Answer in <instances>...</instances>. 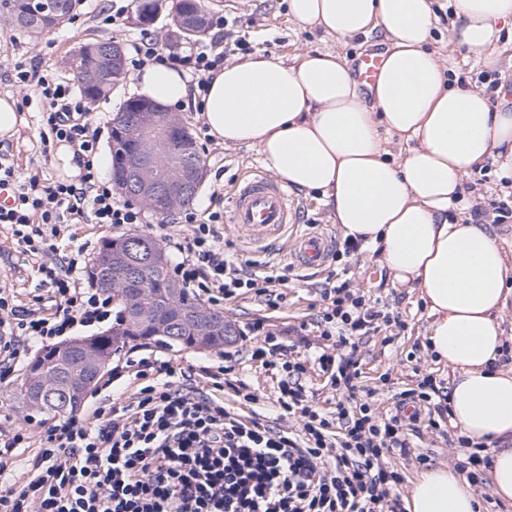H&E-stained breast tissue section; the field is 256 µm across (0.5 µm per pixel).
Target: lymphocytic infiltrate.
I'll return each instance as SVG.
<instances>
[{
	"label": "lymphocytic infiltrate",
	"instance_id": "1",
	"mask_svg": "<svg viewBox=\"0 0 512 512\" xmlns=\"http://www.w3.org/2000/svg\"><path fill=\"white\" fill-rule=\"evenodd\" d=\"M213 26L223 31L222 39L179 52L142 35L130 65L136 71L158 63L176 67L191 94L204 95L207 74L221 69L240 44L227 21ZM14 71L16 86H36L48 101L41 122L81 158L82 169L77 182L50 181L39 170L22 174L0 161V185L10 187L13 197L0 208V224L33 257L47 294L44 305L26 310L0 289V382L31 347L58 344L75 326L112 315L111 296L84 282V251L58 254L55 238L70 224L146 222L144 212L117 197L95 167L100 130L82 97L69 84L36 76L25 63ZM179 220L188 226L182 240L164 224L151 231L176 250L174 272L184 288L214 305L244 295L269 308L280 305L288 275L254 270L252 260L227 253L219 207H209L204 220L189 208ZM360 250V243L340 242L332 269L316 283L318 314L299 329L315 332L319 346L300 351L268 332L263 321L248 326L256 341L251 361L279 376L275 421L240 413V406L258 404L260 397L236 376L231 355L201 367L211 385L207 391L188 385L186 368L170 358L145 357L130 369L118 365L112 380L129 370L139 382L131 401L116 397L48 426L23 479L7 473L29 432L19 427L0 433V512H402V478L387 459L412 456L427 464L415 442L427 434L448 437L449 393L433 376L420 374L414 386L394 393L385 414L364 398L360 356L366 337L404 331L406 323L387 303L352 289L349 274ZM312 369L326 375L334 408L321 407L311 394L305 377ZM226 387L239 407L219 398ZM291 417L297 427H286Z\"/></svg>",
	"mask_w": 512,
	"mask_h": 512
}]
</instances>
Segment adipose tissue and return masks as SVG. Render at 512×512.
Masks as SVG:
<instances>
[{
    "mask_svg": "<svg viewBox=\"0 0 512 512\" xmlns=\"http://www.w3.org/2000/svg\"><path fill=\"white\" fill-rule=\"evenodd\" d=\"M451 42L483 68L512 39V0H454ZM297 29L344 38L379 32L381 72L361 91L345 60L304 52L292 61L256 54L208 79L203 121L228 145H254L289 186L320 193L346 236L379 249L399 284H416L431 318L429 345L452 372L451 421L487 446L495 494L512 500V373L496 369L499 321L512 304V251L493 225L464 215L465 177L492 161L512 177V106L453 84L428 50L432 0H288ZM137 93L171 105L186 77L161 64L137 76ZM400 140L392 150V140ZM408 512H480L466 478L424 472Z\"/></svg>",
    "mask_w": 512,
    "mask_h": 512,
    "instance_id": "adipose-tissue-1",
    "label": "adipose tissue"
}]
</instances>
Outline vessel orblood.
<instances>
[{
  "instance_id": "obj_1",
  "label": "vessel or blood",
  "mask_w": 512,
  "mask_h": 512,
  "mask_svg": "<svg viewBox=\"0 0 512 512\" xmlns=\"http://www.w3.org/2000/svg\"><path fill=\"white\" fill-rule=\"evenodd\" d=\"M381 65L379 54H364L356 64L355 75L361 83H374ZM293 214L288 186L258 174L232 188L225 221L238 229L244 241L261 246L285 235L294 224ZM332 247V236L317 231L303 232L289 240L291 259L308 269L324 264Z\"/></svg>"
}]
</instances>
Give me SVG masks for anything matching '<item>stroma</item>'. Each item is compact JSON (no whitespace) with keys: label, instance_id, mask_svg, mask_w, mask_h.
Listing matches in <instances>:
<instances>
[{"label":"stroma","instance_id":"obj_1","mask_svg":"<svg viewBox=\"0 0 512 512\" xmlns=\"http://www.w3.org/2000/svg\"><path fill=\"white\" fill-rule=\"evenodd\" d=\"M172 4L173 0H164L158 20L145 28L135 20L132 0H82L73 20L39 36L0 17V98L14 101L17 112L24 118L13 138L0 139V154L8 155L19 172L36 167L47 179L55 181L63 176L53 152L42 149L38 113L43 104L36 89L22 90L11 81L15 62H32L40 75L67 82L71 79L70 56L85 43L110 39L125 46L145 30L163 46H171L174 43ZM205 9L209 19L226 18L242 38L243 48L234 53L238 59L257 52L288 59L304 50H333L353 65L362 55L380 46V37L375 33L330 38L318 30H297L288 19L287 0H205ZM451 25V18L438 19L430 42L446 69L480 89H490L496 82L512 89V47L502 53L496 76L486 75L450 42ZM172 111L190 128L206 167V179L192 202L193 207L205 209L212 196L226 197L249 171L263 170L258 147L227 145L212 139L190 104L174 105ZM465 184L464 199L470 207H487L501 195L498 168L489 162L475 169ZM291 195L299 231L321 229L341 235L340 225L334 223L315 192L295 188ZM223 233L226 250L244 254L256 261L259 268L279 270L288 266L287 238H280L265 248L248 247L239 240L232 225H224ZM293 273L279 308L264 310L253 301L238 299L221 305L225 320L241 330L261 319L269 331L284 338L301 323L312 321L320 306V297L313 286L315 278L311 270L300 267L294 268ZM37 284L33 262L17 247L9 227L0 225V285L14 289L21 303L29 307L35 301ZM352 286L388 302L407 324L393 342H384L377 335L369 337L362 347V383L374 390V407L378 413H385L392 405L393 391L383 385L382 375H390L401 386L410 382L417 369L436 380L448 381L447 365L439 362L427 346V309L419 289L394 282L377 253L368 247L353 269ZM12 389V383H0V428L23 426L32 431L34 438H41L45 426L53 423V416L23 406L14 398ZM420 450L429 458L427 465H419L412 457H390V468L401 473L404 482L413 481L428 467L454 468L460 454L456 443L429 435L424 437Z\"/></svg>","mask_w":512,"mask_h":512}]
</instances>
